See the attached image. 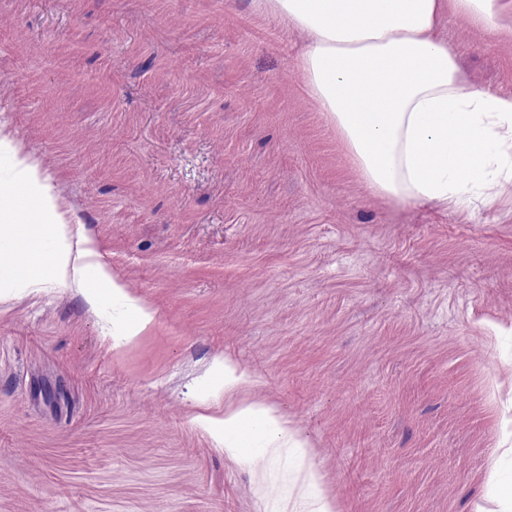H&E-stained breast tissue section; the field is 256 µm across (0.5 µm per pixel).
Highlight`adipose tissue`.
<instances>
[{
	"mask_svg": "<svg viewBox=\"0 0 512 512\" xmlns=\"http://www.w3.org/2000/svg\"><path fill=\"white\" fill-rule=\"evenodd\" d=\"M286 21L307 43L299 60L306 88L335 126L356 173L377 196L398 204L459 205L499 180L512 181V97L458 82L457 54L439 33L447 11L479 28H498L502 0H250ZM39 229L31 284L49 267L55 281L82 295L92 311L112 309V345L139 336L155 320L101 262L94 238L72 232L49 175L0 126V240L20 214ZM219 425L232 460L287 455L307 489L279 512H337L313 471L309 446L273 407L227 403ZM495 512H512V448H495L485 483Z\"/></svg>",
	"mask_w": 512,
	"mask_h": 512,
	"instance_id": "ef3b65f1",
	"label": "adipose tissue"
}]
</instances>
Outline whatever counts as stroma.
<instances>
[{
  "label": "stroma",
  "instance_id": "obj_1",
  "mask_svg": "<svg viewBox=\"0 0 512 512\" xmlns=\"http://www.w3.org/2000/svg\"><path fill=\"white\" fill-rule=\"evenodd\" d=\"M459 79L512 95V36L447 13ZM249 0H0V123L156 313L116 348L66 285L0 265V512H264L214 362L304 432L338 512H476L512 433V185L375 196ZM216 367L222 378L224 377V399L227 394L241 385L248 384L251 380L250 374L245 369L227 357H224V360H218Z\"/></svg>",
  "mask_w": 512,
  "mask_h": 512
}]
</instances>
